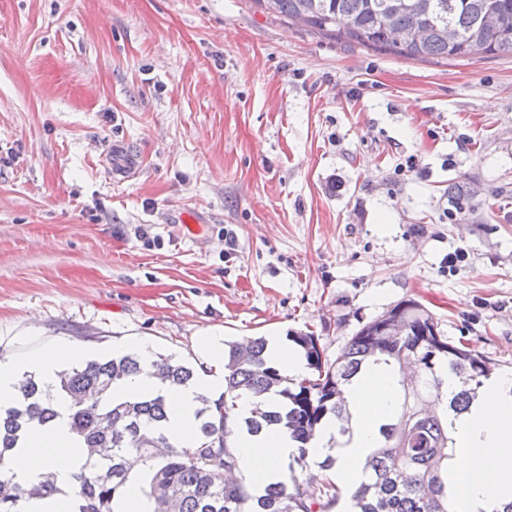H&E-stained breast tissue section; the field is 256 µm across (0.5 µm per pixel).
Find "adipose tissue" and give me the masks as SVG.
<instances>
[{"label": "adipose tissue", "instance_id": "adipose-tissue-1", "mask_svg": "<svg viewBox=\"0 0 512 512\" xmlns=\"http://www.w3.org/2000/svg\"><path fill=\"white\" fill-rule=\"evenodd\" d=\"M223 334V329L215 327L206 331L208 362L193 383L173 386L146 369L133 382L113 387V400L163 397L169 413L166 429L173 445L188 446L195 440L200 396L215 397L224 391ZM89 356L82 346L55 340L22 355L0 359V409L16 404L23 375L51 384L62 371ZM345 400L350 412L349 432L338 435L335 423H326L309 448L307 460L314 464L332 457L333 475L353 487L363 479L366 460L378 446L380 426L399 406L392 368L382 362L371 364L346 386ZM252 407L253 399L248 395L236 403L233 421L238 428L232 439L238 469L234 476L259 490L284 480L299 452L297 442L282 430L270 428L256 435L242 430L240 424ZM68 409V400H59L53 422L32 428L12 451L6 467L12 482L26 486L49 474L56 486L51 496L21 499L19 512H78L75 477L87 456L70 429ZM450 436L453 455L448 468L457 512H491L493 506L512 500V370L485 380L469 409L453 420Z\"/></svg>", "mask_w": 512, "mask_h": 512}]
</instances>
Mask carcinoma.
Here are the masks:
<instances>
[{
	"label": "carcinoma",
	"mask_w": 512,
	"mask_h": 512,
	"mask_svg": "<svg viewBox=\"0 0 512 512\" xmlns=\"http://www.w3.org/2000/svg\"><path fill=\"white\" fill-rule=\"evenodd\" d=\"M268 13L302 24L322 36L413 58L443 60L512 52V0H254ZM398 320V330L381 327ZM303 354L307 372L289 378L266 355L262 337L224 344V397H200V435L195 445L157 456L168 446L163 428L168 410L161 397L110 406L112 383L132 380L143 371L135 353L94 359L61 376L58 391L72 398L70 425L85 448H110L105 463L91 464L76 475L82 503L79 512H117L115 505L134 476L145 475L146 512H330L341 488L330 477L334 459L306 461L307 446L324 423L333 419L338 433L348 432L344 387L369 364L384 359L399 369L401 408L380 427V443L369 456L365 476L350 493L353 512H453L448 494V422L467 410L491 363L480 353L448 341L434 316L407 300L361 327L344 351L330 360L311 332L288 334ZM461 382L443 397L442 365ZM155 374L173 385L195 377L188 364L159 356ZM21 400L0 411V467L6 466L18 434L57 416L51 389L25 377ZM249 393L256 401L241 427L257 434L283 428L299 443L298 465L309 472L306 484L278 481L256 494L228 479L237 468L230 449L235 399ZM55 491L42 480L0 490V512H17L25 495Z\"/></svg>",
	"instance_id": "obj_1"
}]
</instances>
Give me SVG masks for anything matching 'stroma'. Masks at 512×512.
Wrapping results in <instances>:
<instances>
[{
	"mask_svg": "<svg viewBox=\"0 0 512 512\" xmlns=\"http://www.w3.org/2000/svg\"><path fill=\"white\" fill-rule=\"evenodd\" d=\"M408 299L512 367V53L253 0H0V357L145 340L199 371L211 326L333 359Z\"/></svg>",
	"mask_w": 512,
	"mask_h": 512,
	"instance_id": "35a3bbf8",
	"label": "stroma"
}]
</instances>
